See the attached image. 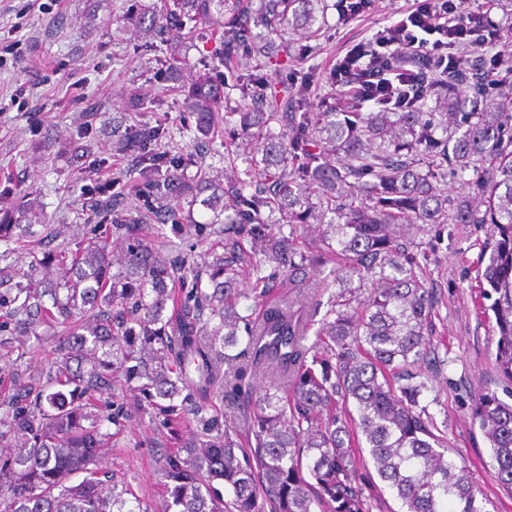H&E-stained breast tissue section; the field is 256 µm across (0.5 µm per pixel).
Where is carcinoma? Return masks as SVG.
<instances>
[{"label":"carcinoma","instance_id":"1","mask_svg":"<svg viewBox=\"0 0 512 512\" xmlns=\"http://www.w3.org/2000/svg\"><path fill=\"white\" fill-rule=\"evenodd\" d=\"M327 9L326 0H131L118 18L165 39L161 76L168 81L189 66L183 40L205 37L224 19L214 63L190 83L185 105L204 135L214 131L219 108L236 117L238 135L261 151L272 188L248 192L233 170L222 183L175 170L158 184L152 175L167 163L156 151L163 128L142 124L125 134L123 150L134 155L152 204L126 219L110 196L99 214L116 225L163 224L182 200L200 199L214 217L224 216L226 252L210 266L212 291L195 288L194 304L174 317L165 311L176 303L169 283L181 266L142 240L116 259L109 236L96 234L73 248L42 250L6 279L0 332L27 341L51 324L63 333L55 360L39 369L17 355L12 375L27 382L0 398L3 512H147L128 488L98 477L109 436L103 428L119 424V414L103 412L99 401L119 372L160 409L158 400H173L187 385L192 365L199 398L217 390L243 397L246 441L219 432L198 406L200 432L185 442L186 457L165 459L164 512H369L357 486V449L367 450L403 512H490L492 501L450 455L447 432L419 405L428 389L420 377L432 353L434 301L401 238L431 224L490 225L479 286L490 301L483 309L495 318V366L511 382L512 68L492 78L465 49L443 77L416 67L410 93L380 112L362 111L365 102L352 88L349 112L299 114L312 88L271 99V80L245 76L243 61L254 62L255 72L279 74L291 47L276 39L288 32L316 38ZM230 78L235 100L226 92ZM470 169L477 176L467 196L449 198L446 177ZM26 215L1 216L0 240L39 247L26 239ZM299 227L312 237L294 239ZM244 237L261 243L265 261L290 288L310 287V272L330 257L346 277L371 279V292L362 302L354 295L337 300L334 318L312 340L313 315L291 296L257 320L242 315L240 303L266 287L262 277L241 287ZM205 307L209 328L200 324ZM241 343L240 353H224ZM221 358L241 365L222 374L213 364ZM250 373L271 379L273 389L246 385ZM350 402L355 417L337 410ZM472 421L490 444L500 486L512 495V404L483 392ZM78 474L82 480L71 483Z\"/></svg>","mask_w":512,"mask_h":512}]
</instances>
